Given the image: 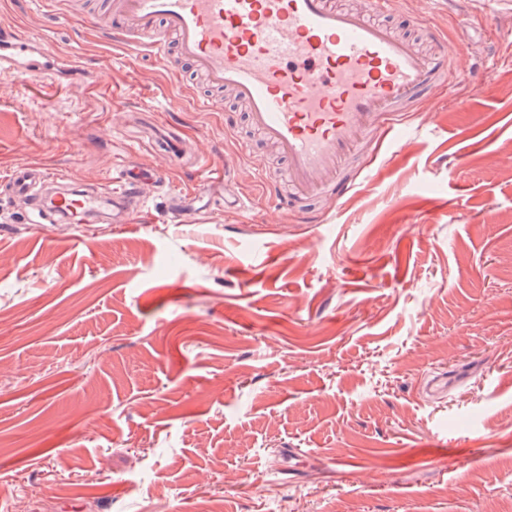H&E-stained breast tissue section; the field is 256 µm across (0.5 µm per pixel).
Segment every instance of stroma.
Instances as JSON below:
<instances>
[{"label":"stroma","instance_id":"35a3bbf8","mask_svg":"<svg viewBox=\"0 0 512 512\" xmlns=\"http://www.w3.org/2000/svg\"><path fill=\"white\" fill-rule=\"evenodd\" d=\"M34 2L0 0L48 61L0 74V177L91 190L130 163L152 208L37 228L0 191V512H512V4L398 0L384 22L433 16L460 77L307 220L264 199L241 105L196 111L152 57ZM202 159L206 193L168 212Z\"/></svg>","mask_w":512,"mask_h":512}]
</instances>
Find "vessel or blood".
<instances>
[{"instance_id":"vessel-or-blood-1","label":"vessel or blood","mask_w":512,"mask_h":512,"mask_svg":"<svg viewBox=\"0 0 512 512\" xmlns=\"http://www.w3.org/2000/svg\"><path fill=\"white\" fill-rule=\"evenodd\" d=\"M393 6L394 0H370L365 10L335 0H103L91 19L113 42L153 55L161 66L175 57L204 75L213 93L195 99L197 108L223 109L221 93L231 92L250 128L287 163L280 178L261 156L250 158L267 196L288 211L345 197L354 185L348 166L364 154L366 137L381 129L401 140L403 119L425 89L453 81L456 56L441 31L420 20L433 47L424 52L382 22ZM28 43L0 31V72H29ZM140 181L132 167L113 172L94 192L70 189L63 174L37 165L0 177L1 186L19 194L57 183L30 217L39 225L63 214L83 224L124 206L145 208Z\"/></svg>"}]
</instances>
